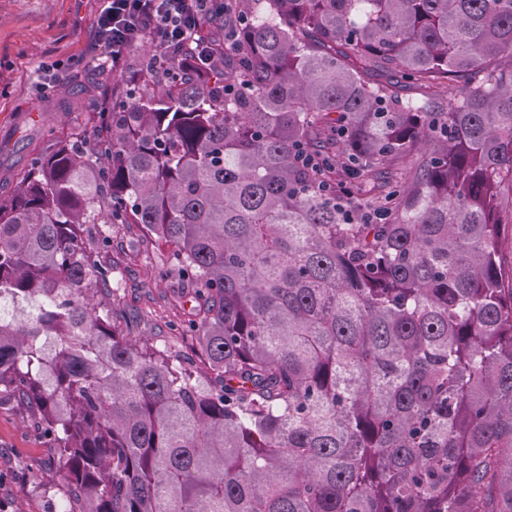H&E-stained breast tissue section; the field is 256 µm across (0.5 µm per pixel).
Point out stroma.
Segmentation results:
<instances>
[{
  "instance_id": "35a3bbf8",
  "label": "stroma",
  "mask_w": 512,
  "mask_h": 512,
  "mask_svg": "<svg viewBox=\"0 0 512 512\" xmlns=\"http://www.w3.org/2000/svg\"><path fill=\"white\" fill-rule=\"evenodd\" d=\"M104 0H0V199L10 197L32 157L53 152L61 142L89 136L94 116L118 88L115 74L93 63L94 23ZM107 261H116L118 284L110 304L113 322L160 348L191 353L192 340L176 329L183 310L174 295L177 273L158 277L171 247L144 243L132 254L134 225L112 227ZM18 400L0 399V505L9 512H56L67 496L58 456L49 440L30 427Z\"/></svg>"
}]
</instances>
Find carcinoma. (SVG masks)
Instances as JSON below:
<instances>
[{"mask_svg":"<svg viewBox=\"0 0 512 512\" xmlns=\"http://www.w3.org/2000/svg\"><path fill=\"white\" fill-rule=\"evenodd\" d=\"M221 2L239 48L147 50L0 201V393L59 512H512V0ZM84 224L173 246L203 371L93 303Z\"/></svg>","mask_w":512,"mask_h":512,"instance_id":"carcinoma-1","label":"carcinoma"}]
</instances>
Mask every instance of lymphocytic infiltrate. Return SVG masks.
<instances>
[{
	"label": "lymphocytic infiltrate",
	"instance_id": "1",
	"mask_svg": "<svg viewBox=\"0 0 512 512\" xmlns=\"http://www.w3.org/2000/svg\"><path fill=\"white\" fill-rule=\"evenodd\" d=\"M223 19L220 0H106L96 22L97 58L129 82L144 77L143 71H127L126 61L145 42L161 54H177L181 63L206 64L214 43L213 36L202 33L206 25L218 24L225 41L237 37Z\"/></svg>",
	"mask_w": 512,
	"mask_h": 512
}]
</instances>
